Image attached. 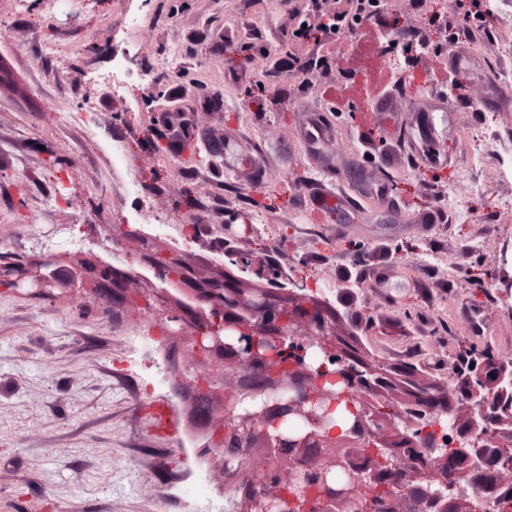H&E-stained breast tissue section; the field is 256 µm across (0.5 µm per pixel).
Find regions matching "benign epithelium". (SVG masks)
Listing matches in <instances>:
<instances>
[{"label": "benign epithelium", "mask_w": 512, "mask_h": 512, "mask_svg": "<svg viewBox=\"0 0 512 512\" xmlns=\"http://www.w3.org/2000/svg\"><path fill=\"white\" fill-rule=\"evenodd\" d=\"M146 264L157 271L163 281L171 280L189 287V291L210 304L215 324L199 333L191 316L178 308L168 306L167 290L152 288L148 299L152 305L166 314L163 325L167 336L182 338L197 352H209L216 348L224 353V370L239 373L237 390L247 391L263 400L242 413L224 407V461L245 455L251 448H265L272 465L264 471L252 470L243 476L241 487L245 503L242 512H267L269 504L279 501L288 485L297 480H315L326 468L344 460L345 450L362 442L377 441L385 448L416 447L428 459V470H419L417 461L408 454L396 463V484L399 488L412 487L417 482L428 481V471H441L437 483L429 484L430 512H446L448 503L456 502L462 508L456 512H488L491 502L482 495L468 499L452 490L459 487L453 474L448 471V449L453 448L464 457L473 470L490 468L488 448H500L507 457L512 455V422L504 425L498 410L489 398L480 395L485 386L488 369L484 362H471L463 377L466 391L462 397L467 407V417L459 418L450 426L441 425L445 409L430 415L433 425L419 431L413 417V409L404 412V429L393 432V439L385 437L390 422L368 406L355 424L343 434L325 431L326 413L315 406L318 401L328 403L333 410L336 397L325 383L344 385V392L366 396L373 386L374 372L356 361L336 342V327L316 306L304 308L302 304L304 282L294 280L291 288L283 292L291 311L282 313V304L275 298L274 290L261 288H235L224 286V280L202 281L194 270L175 250L164 249L147 254ZM43 271L28 274L18 261H0V279H7L17 289L33 288L37 292L51 294L56 290H71L83 277L85 264L76 262L62 268L51 262L42 265ZM97 287L112 291V306H122L126 300L121 281L100 280ZM270 340L277 353L289 360L288 375L276 376L274 381L258 382L250 369L249 346L258 337ZM313 345L321 348L325 361L313 371L306 362L307 349ZM304 420L309 430L299 439L274 435L267 424L282 410ZM359 488L339 492L324 484L325 512H351V499L357 497ZM364 512H401L400 497L393 494L375 507L370 501H362Z\"/></svg>", "instance_id": "1"}]
</instances>
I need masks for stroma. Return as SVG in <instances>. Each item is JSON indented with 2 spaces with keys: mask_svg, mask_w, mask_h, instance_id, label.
<instances>
[{
  "mask_svg": "<svg viewBox=\"0 0 512 512\" xmlns=\"http://www.w3.org/2000/svg\"><path fill=\"white\" fill-rule=\"evenodd\" d=\"M497 2L470 17L468 0H385L334 31L336 0L297 16L282 0H0V256L97 258L143 288L161 281L141 254L166 247L257 288L274 270L375 363L415 365L460 403L465 350L493 337L512 360V81L496 79L512 0ZM121 51L131 79L101 90ZM382 74L387 110L369 98ZM315 111L334 131L318 143ZM162 323L141 301L113 313L89 282L0 284V512H198L233 495L224 405L200 419L188 382L235 379Z\"/></svg>",
  "mask_w": 512,
  "mask_h": 512,
  "instance_id": "1",
  "label": "stroma"
}]
</instances>
